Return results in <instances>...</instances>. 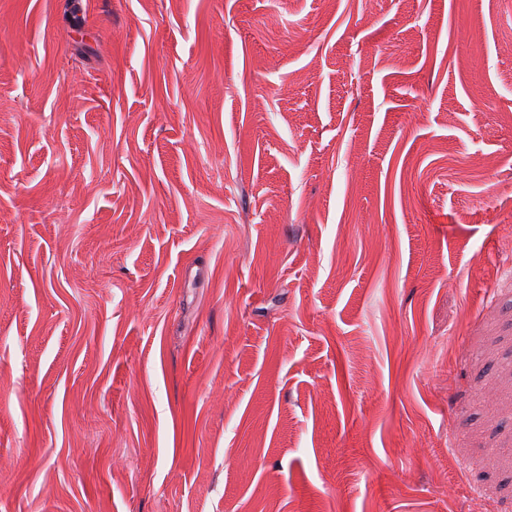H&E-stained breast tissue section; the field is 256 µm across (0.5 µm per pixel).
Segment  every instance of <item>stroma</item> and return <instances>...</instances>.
I'll return each instance as SVG.
<instances>
[{
	"label": "stroma",
	"instance_id": "35a3bbf8",
	"mask_svg": "<svg viewBox=\"0 0 512 512\" xmlns=\"http://www.w3.org/2000/svg\"><path fill=\"white\" fill-rule=\"evenodd\" d=\"M80 3L0 0V512H512V0Z\"/></svg>",
	"mask_w": 512,
	"mask_h": 512
}]
</instances>
